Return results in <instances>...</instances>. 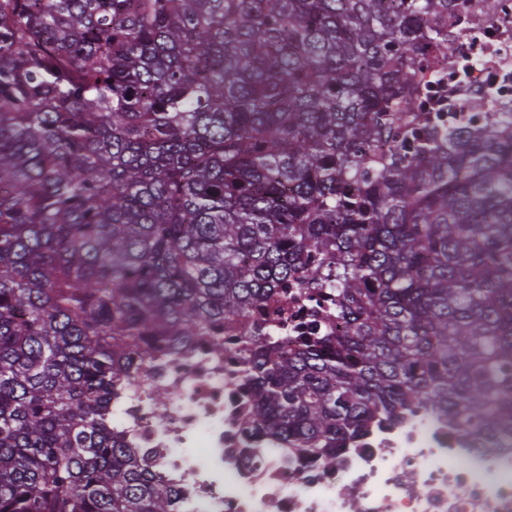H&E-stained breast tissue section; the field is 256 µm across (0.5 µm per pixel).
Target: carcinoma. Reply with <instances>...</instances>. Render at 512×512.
<instances>
[{
    "mask_svg": "<svg viewBox=\"0 0 512 512\" xmlns=\"http://www.w3.org/2000/svg\"><path fill=\"white\" fill-rule=\"evenodd\" d=\"M452 0H0V512H175L112 428L151 344L336 285L262 336L246 422L330 465L430 409L512 439V120L405 144Z\"/></svg>",
    "mask_w": 512,
    "mask_h": 512,
    "instance_id": "carcinoma-1",
    "label": "carcinoma"
}]
</instances>
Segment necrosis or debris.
I'll return each instance as SVG.
<instances>
[{
	"label": "necrosis or debris",
	"mask_w": 512,
	"mask_h": 512,
	"mask_svg": "<svg viewBox=\"0 0 512 512\" xmlns=\"http://www.w3.org/2000/svg\"><path fill=\"white\" fill-rule=\"evenodd\" d=\"M431 42L412 68L423 137L468 127L476 110L512 112V0L484 11L456 0L447 17L417 19ZM335 291L282 288L250 322L299 349L307 336L336 333ZM243 328L225 331L224 351L161 345L146 373L112 397V423L141 463L177 491L176 512H512V448L485 437L452 436L431 412L371 430L333 466H303L272 437L244 423L252 356ZM165 394L164 413L156 411Z\"/></svg>",
	"instance_id": "4bbe7bcc"
}]
</instances>
